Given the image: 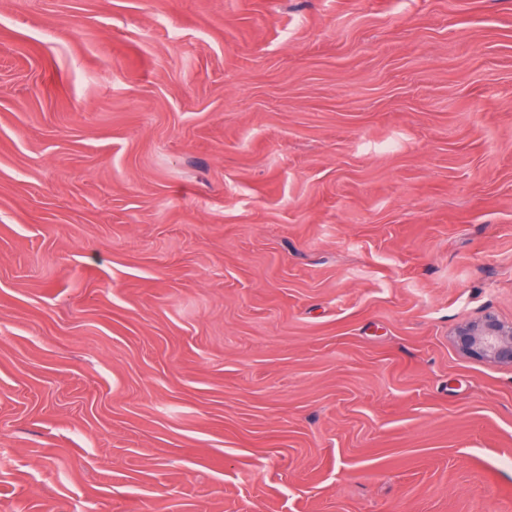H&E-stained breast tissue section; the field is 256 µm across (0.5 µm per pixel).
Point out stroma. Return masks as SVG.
Here are the masks:
<instances>
[{
    "instance_id": "obj_1",
    "label": "stroma",
    "mask_w": 512,
    "mask_h": 512,
    "mask_svg": "<svg viewBox=\"0 0 512 512\" xmlns=\"http://www.w3.org/2000/svg\"><path fill=\"white\" fill-rule=\"evenodd\" d=\"M512 0H0V512H512ZM455 343L463 353L512 365V326L506 327L492 315L459 327Z\"/></svg>"
}]
</instances>
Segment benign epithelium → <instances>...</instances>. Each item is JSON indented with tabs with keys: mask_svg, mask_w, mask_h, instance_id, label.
Segmentation results:
<instances>
[{
	"mask_svg": "<svg viewBox=\"0 0 512 512\" xmlns=\"http://www.w3.org/2000/svg\"><path fill=\"white\" fill-rule=\"evenodd\" d=\"M455 343L466 354L512 365V326H505L492 315L459 327Z\"/></svg>",
	"mask_w": 512,
	"mask_h": 512,
	"instance_id": "obj_1",
	"label": "benign epithelium"
}]
</instances>
